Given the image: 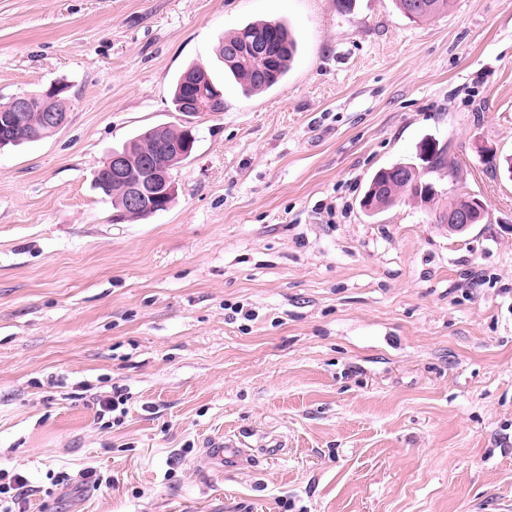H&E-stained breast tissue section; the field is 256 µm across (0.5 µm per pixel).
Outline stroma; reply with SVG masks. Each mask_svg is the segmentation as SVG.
<instances>
[{"label": "stroma", "instance_id": "stroma-1", "mask_svg": "<svg viewBox=\"0 0 512 512\" xmlns=\"http://www.w3.org/2000/svg\"><path fill=\"white\" fill-rule=\"evenodd\" d=\"M256 19L300 40L245 97L214 54ZM224 85L195 117L171 207L118 223L91 186L113 147L179 119L190 63ZM70 86L66 126L0 150V471L13 512H512V0H0V101ZM458 169L420 161L422 142ZM417 164L487 207L461 234L402 201ZM128 392L108 422L97 399ZM279 437L227 468L208 441ZM400 12L409 20H425L447 11L453 0H396ZM395 165L390 166L393 170L389 172H385V169L379 171V173H384L380 174L375 180V185H378L380 189L374 194H369L372 180L370 181L363 196L361 206L366 210L369 206L372 208H379L381 206L388 208L394 205L398 198H412V194L419 198L422 207L430 206L436 197L439 196L437 190L433 191L431 187H424V185L429 182L423 179V174L420 171L418 172L415 166L413 167L418 174L408 169L411 167L399 166L395 168ZM405 174H410V176H406ZM416 183H418V185H415ZM28 480L25 476L20 473H16L9 478L8 483H3V486L0 485V511L1 512H12L11 508L6 505L2 506V501L8 503L6 499H10V501L16 500L20 496L24 495L27 488ZM11 491H13L11 493ZM10 493V494H9ZM2 494L9 496H3L5 500H2Z\"/></svg>", "mask_w": 512, "mask_h": 512}]
</instances>
